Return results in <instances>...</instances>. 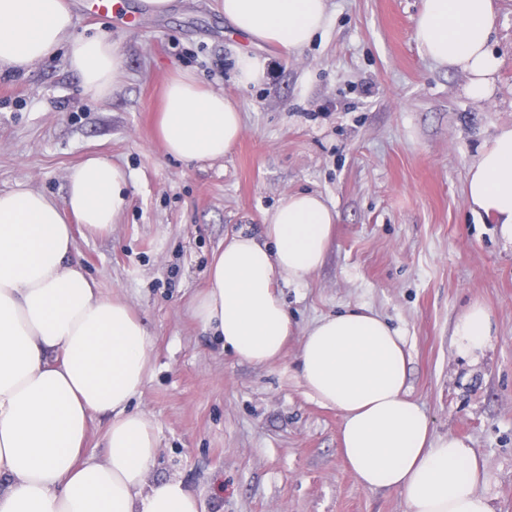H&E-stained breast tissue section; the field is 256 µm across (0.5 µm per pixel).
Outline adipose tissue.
<instances>
[{"mask_svg": "<svg viewBox=\"0 0 512 512\" xmlns=\"http://www.w3.org/2000/svg\"><path fill=\"white\" fill-rule=\"evenodd\" d=\"M224 16L252 41L297 52L325 32L327 0H223ZM493 0H422L421 54L489 97L499 59L490 45ZM66 0H0V70L23 71L64 51L83 87L109 96L123 76L109 36L72 33ZM222 93L180 75L164 92L158 134L186 162L223 158L242 134ZM128 175L104 158L70 169L63 203L24 185L0 192V512H203L183 482L147 483L159 452L149 415L132 409L151 370L152 338L120 296L87 279L67 222L110 229ZM474 211L512 239V126L497 129L466 180ZM338 219L316 193L289 195L263 216V240L226 241L192 314L225 351L256 365L281 360L298 338L309 395L341 417L340 452L363 488L395 490L406 512H495L480 489L484 467L465 441L434 434L406 390V339L362 308L318 319L297 334L277 290L324 261ZM459 347L483 350L492 316L474 303L459 316ZM110 419L107 452L86 455L93 416Z\"/></svg>", "mask_w": 512, "mask_h": 512, "instance_id": "adipose-tissue-1", "label": "adipose tissue"}]
</instances>
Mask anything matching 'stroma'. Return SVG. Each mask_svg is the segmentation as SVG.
<instances>
[{"mask_svg":"<svg viewBox=\"0 0 512 512\" xmlns=\"http://www.w3.org/2000/svg\"><path fill=\"white\" fill-rule=\"evenodd\" d=\"M421 0H328L329 24L303 51L252 43L221 0H146L91 15L69 0L77 35L104 33L124 56L109 97L87 91L64 52L0 72V191L17 184L63 202L69 169L101 156L130 174L106 232L75 225L77 257L104 295L122 296L153 338L140 409L160 455L148 482L183 480L205 512H406L400 494L364 489L339 451L340 415L307 392L297 342L271 365L223 349L191 315L233 234L260 235L264 211L321 194L338 212L323 264L281 286L297 330L363 307L406 338L407 391L438 435L470 444L481 490L512 512V241L465 195L471 165L512 123V0H494L490 96L425 59L413 38ZM269 75L239 85L242 52ZM192 73L239 107L244 131L224 158L185 162L156 135L163 92ZM492 314L486 348L458 352L472 303Z\"/></svg>","mask_w":512,"mask_h":512,"instance_id":"stroma-1","label":"stroma"}]
</instances>
